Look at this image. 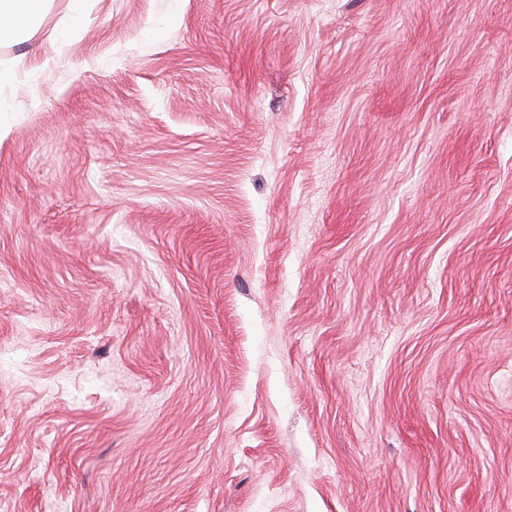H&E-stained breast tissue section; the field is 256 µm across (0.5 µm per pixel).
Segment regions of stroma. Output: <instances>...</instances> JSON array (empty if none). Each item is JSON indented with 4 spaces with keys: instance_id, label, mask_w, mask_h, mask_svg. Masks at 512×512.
<instances>
[{
    "instance_id": "obj_1",
    "label": "stroma",
    "mask_w": 512,
    "mask_h": 512,
    "mask_svg": "<svg viewBox=\"0 0 512 512\" xmlns=\"http://www.w3.org/2000/svg\"><path fill=\"white\" fill-rule=\"evenodd\" d=\"M18 58L0 512H512V0H54Z\"/></svg>"
}]
</instances>
